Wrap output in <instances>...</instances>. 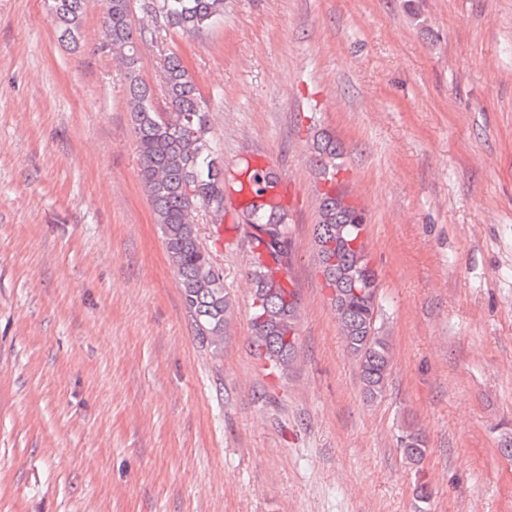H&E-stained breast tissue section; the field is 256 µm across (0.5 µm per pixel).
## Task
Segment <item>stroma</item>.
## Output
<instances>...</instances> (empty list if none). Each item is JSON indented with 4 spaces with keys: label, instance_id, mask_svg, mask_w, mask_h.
I'll return each mask as SVG.
<instances>
[{
    "label": "stroma",
    "instance_id": "1",
    "mask_svg": "<svg viewBox=\"0 0 512 512\" xmlns=\"http://www.w3.org/2000/svg\"><path fill=\"white\" fill-rule=\"evenodd\" d=\"M86 0H0V512H512V0H224L179 56L225 162L286 180L297 363L250 345V239L199 217L235 314L200 343ZM343 149L393 363L366 402L312 242V138ZM426 437L410 465L406 422ZM427 484L428 501L417 488ZM85 0H50L58 38L73 41L81 28Z\"/></svg>",
    "mask_w": 512,
    "mask_h": 512
}]
</instances>
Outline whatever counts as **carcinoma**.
Wrapping results in <instances>:
<instances>
[{
  "label": "carcinoma",
  "mask_w": 512,
  "mask_h": 512,
  "mask_svg": "<svg viewBox=\"0 0 512 512\" xmlns=\"http://www.w3.org/2000/svg\"><path fill=\"white\" fill-rule=\"evenodd\" d=\"M85 0H50L58 38L74 40L82 25ZM146 22L132 24L133 8ZM224 16V0H104L102 28L128 83L126 112L133 127L140 178L153 205L169 263L175 270L184 307L196 336L212 351L224 347L233 300L221 271L202 248L197 216L214 224L224 217V165L209 135L206 101L182 60L171 55L163 65L161 93L166 109L140 77L141 46L160 27L197 33ZM314 166L331 180L341 170L342 152L327 134L313 136ZM257 248L248 277L252 283L251 345L264 367L288 374L297 351V302L286 284L291 279L290 228L276 212L243 215ZM364 213L345 194H321L313 242L317 265L330 290L339 334L358 365L364 397L373 402L386 388L392 366L391 336L380 320L377 275L365 251ZM403 452L412 465L425 453L419 432H405Z\"/></svg>",
  "instance_id": "1"
}]
</instances>
